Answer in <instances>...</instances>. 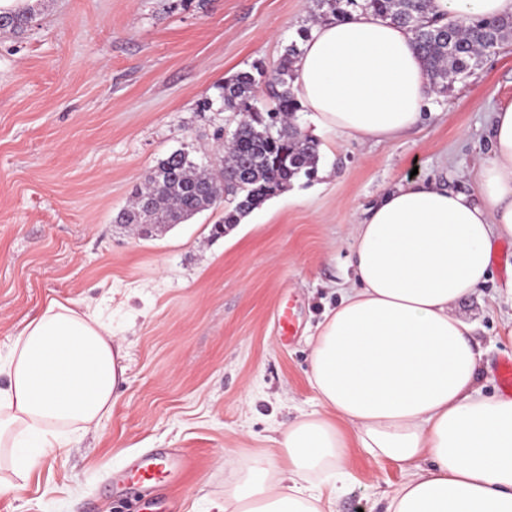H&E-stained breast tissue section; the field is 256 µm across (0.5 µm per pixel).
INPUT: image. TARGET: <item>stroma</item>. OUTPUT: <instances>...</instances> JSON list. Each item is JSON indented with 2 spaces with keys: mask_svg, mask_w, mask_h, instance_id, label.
<instances>
[{
  "mask_svg": "<svg viewBox=\"0 0 512 512\" xmlns=\"http://www.w3.org/2000/svg\"><path fill=\"white\" fill-rule=\"evenodd\" d=\"M23 5L28 24L0 30V351L49 300H76L111 322L129 369L111 415L41 456L24 490L0 493V512H122L115 479L149 451L176 453L177 471L144 492L145 512H210L269 453L273 425L321 409L306 339L352 284L351 224L413 180L477 194L492 114L512 104V39L394 140L317 134L315 176L223 236L217 207L141 239L113 216L172 152L217 160L218 132L239 122L225 79L276 65L317 23L312 0H0V11ZM510 261L496 253L456 308L474 326L486 395L512 356ZM348 472L337 512H379L401 479L360 448Z\"/></svg>",
  "mask_w": 512,
  "mask_h": 512,
  "instance_id": "1",
  "label": "stroma"
}]
</instances>
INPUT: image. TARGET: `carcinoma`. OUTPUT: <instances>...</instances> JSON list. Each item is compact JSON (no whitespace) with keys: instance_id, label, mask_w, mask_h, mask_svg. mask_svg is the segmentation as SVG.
I'll list each match as a JSON object with an SVG mask.
<instances>
[{"instance_id":"carcinoma-1","label":"carcinoma","mask_w":512,"mask_h":512,"mask_svg":"<svg viewBox=\"0 0 512 512\" xmlns=\"http://www.w3.org/2000/svg\"><path fill=\"white\" fill-rule=\"evenodd\" d=\"M325 15L338 20L357 9L370 10L408 28L429 72L434 91L448 89V81L466 76L484 53L512 36V16L474 18L468 23L448 22L429 14L430 0H313ZM30 19V10L0 13V29L18 30ZM297 43L288 45L273 67L252 63L224 80V109L243 118L225 145L219 168L195 163L189 152L176 150L161 160L137 189L130 207L113 223L133 227L142 236L144 224H180L221 203L224 196L235 205L224 210L222 224L234 225L266 200L317 169V144L296 131V114L302 111L292 90V59ZM265 84L270 108L257 105L256 88Z\"/></svg>"}]
</instances>
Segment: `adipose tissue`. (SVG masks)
I'll list each match as a JSON object with an SVG mask.
<instances>
[{
    "mask_svg": "<svg viewBox=\"0 0 512 512\" xmlns=\"http://www.w3.org/2000/svg\"><path fill=\"white\" fill-rule=\"evenodd\" d=\"M444 17L512 14V0H431ZM293 90L310 123L362 143L423 119L432 94L413 35L372 13L328 17L299 45ZM472 198L416 183L386 193L350 230L353 287L310 337L322 409L300 413L224 493L220 512H334L350 451L402 466L383 512H512V399L481 394L458 302L512 239V104L494 112ZM0 492L38 457L99 427L126 366L110 327L49 300L0 354Z\"/></svg>",
    "mask_w": 512,
    "mask_h": 512,
    "instance_id": "ef3b65f1",
    "label": "adipose tissue"
}]
</instances>
